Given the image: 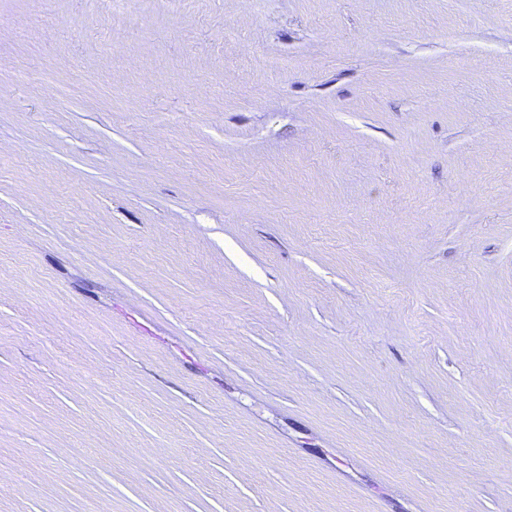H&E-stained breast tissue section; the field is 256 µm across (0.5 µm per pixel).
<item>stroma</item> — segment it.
<instances>
[{"mask_svg":"<svg viewBox=\"0 0 512 512\" xmlns=\"http://www.w3.org/2000/svg\"><path fill=\"white\" fill-rule=\"evenodd\" d=\"M0 512H512V0H0Z\"/></svg>","mask_w":512,"mask_h":512,"instance_id":"35a3bbf8","label":"stroma"}]
</instances>
